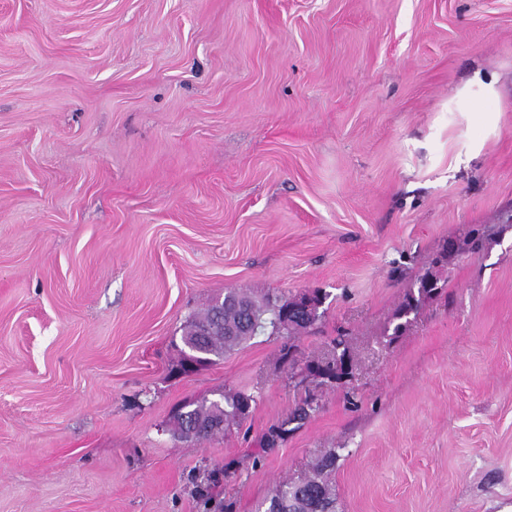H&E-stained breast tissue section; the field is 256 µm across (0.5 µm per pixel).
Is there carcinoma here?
<instances>
[{"instance_id": "cac0c4a2", "label": "carcinoma", "mask_w": 512, "mask_h": 512, "mask_svg": "<svg viewBox=\"0 0 512 512\" xmlns=\"http://www.w3.org/2000/svg\"><path fill=\"white\" fill-rule=\"evenodd\" d=\"M438 281L427 275L420 280L417 293H410L400 305L396 318L400 320L394 331L400 332L405 328L404 320L413 313L426 299L439 293ZM287 300L279 297L264 296L256 299L243 292H228L224 294V310L218 309V303L207 306L196 315L186 326L182 343L188 352L198 355V358L211 365L224 357V354L236 349L250 340L254 333L240 328L244 321L257 326L258 330L271 329V333L290 336L310 327L305 322L304 314L296 312L288 316L292 329L281 328L282 313ZM224 319V334L201 336L197 332L198 324L204 320ZM333 349L339 352L328 361L317 365L318 373L329 380H336L343 372L344 358L348 352L346 340L339 336L333 342ZM253 396L242 391L222 395L223 410L215 407V402H202L195 408L174 417L173 433L181 435L192 429L196 441L208 440L223 428L212 424L216 412L224 414V421L230 423L236 420L238 404ZM340 455L332 452L313 463L305 481L298 482L284 479L278 482L269 499L260 505L259 512H340L336 496V488L328 478V473L336 469Z\"/></svg>"}]
</instances>
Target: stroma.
Instances as JSON below:
<instances>
[{
  "label": "stroma",
  "mask_w": 512,
  "mask_h": 512,
  "mask_svg": "<svg viewBox=\"0 0 512 512\" xmlns=\"http://www.w3.org/2000/svg\"><path fill=\"white\" fill-rule=\"evenodd\" d=\"M312 289L349 378L266 333L172 375L224 292ZM335 448L342 512L512 507V0H0V512H257ZM498 79L494 75L476 72L458 91L454 104L458 112H473L481 101L498 95ZM429 282H433L432 288L428 286ZM437 284V279L427 275L420 280L417 295L415 293H410L406 296L405 301L400 305L396 314V318L398 320L405 319V322H400L395 326V333H398L405 328L406 323L408 322V316L413 313L422 302L439 293ZM333 345L334 351L339 352L338 358L335 354L331 359L324 362L323 364H316L318 373L324 377H327V379L331 381H335L336 378L338 379L340 374L343 373V367L345 364L344 358L348 352L344 336H338L334 340ZM244 399H250L254 402V397L250 394H247L242 391H237L234 393H224L222 398L219 400H223L222 406L223 410H221V414L224 416H220L217 422H220V427L214 426L211 424L213 418L216 415L217 408L215 407V401L210 402H202L200 404H194L195 408L186 413V415L180 414L179 416H174V428L173 433L177 436V434L181 437L185 431H189L190 429L194 430V435L196 441L208 440L214 437L219 432L223 431L224 427H222L226 423H230L235 421L236 418V409L238 408V404L241 403Z\"/></svg>",
  "instance_id": "1"
}]
</instances>
